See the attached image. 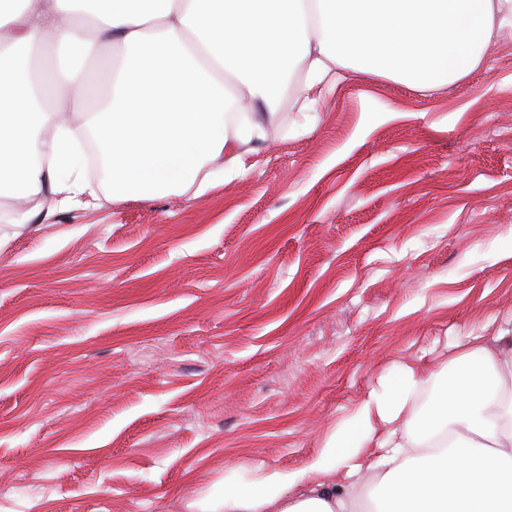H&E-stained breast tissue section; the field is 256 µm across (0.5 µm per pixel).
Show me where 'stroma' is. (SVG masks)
Masks as SVG:
<instances>
[{
	"instance_id": "obj_1",
	"label": "stroma",
	"mask_w": 512,
	"mask_h": 512,
	"mask_svg": "<svg viewBox=\"0 0 512 512\" xmlns=\"http://www.w3.org/2000/svg\"><path fill=\"white\" fill-rule=\"evenodd\" d=\"M243 174L0 196V512H190L300 471L397 364L512 310V40L456 83L290 84Z\"/></svg>"
}]
</instances>
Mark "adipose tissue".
Returning a JSON list of instances; mask_svg holds the SVG:
<instances>
[{"instance_id":"ef3b65f1","label":"adipose tissue","mask_w":512,"mask_h":512,"mask_svg":"<svg viewBox=\"0 0 512 512\" xmlns=\"http://www.w3.org/2000/svg\"><path fill=\"white\" fill-rule=\"evenodd\" d=\"M0 0V193L87 207L92 139L116 198L205 193L245 170L296 72L306 103L341 71L451 85L512 35V0ZM52 46L116 48L97 75L31 72ZM260 111H232L238 93ZM92 99L75 115L64 101ZM369 386L298 472L225 484L223 512H512V310Z\"/></svg>"}]
</instances>
